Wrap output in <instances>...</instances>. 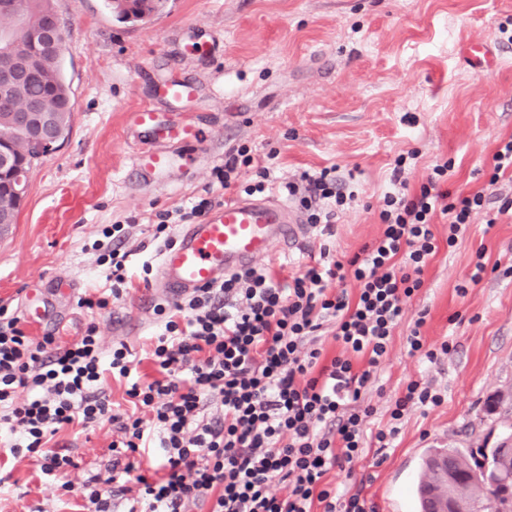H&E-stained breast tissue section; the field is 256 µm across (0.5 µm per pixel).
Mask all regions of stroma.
<instances>
[{
  "mask_svg": "<svg viewBox=\"0 0 512 512\" xmlns=\"http://www.w3.org/2000/svg\"><path fill=\"white\" fill-rule=\"evenodd\" d=\"M51 6L65 34L71 129L60 148L34 163L27 198L0 238V307L20 312L35 286L50 299L41 328L26 329L36 339L73 340L93 323L104 351L123 342L144 353L162 323L139 302L142 264H158L163 249L155 215L202 198L224 203L214 169L231 149L269 156L270 195L281 201L302 171L333 165L349 178L357 198L338 214L331 237L315 232L293 252L271 249L270 259L297 271L320 245L344 262L380 233L398 156L406 158L409 191L435 162L449 161L452 189L469 192L486 185L496 146L512 137V0H164L135 22L118 21L108 0ZM201 41L214 44V57L196 54ZM471 43L488 44L495 67L466 61ZM176 65L200 86L191 108L207 132L202 163L138 186L129 179L138 132L128 114L146 101L164 122L184 119L160 96ZM114 224L128 227L135 291L93 314L76 301L106 283L99 259ZM434 232L440 249L362 402L374 409V427L388 424L408 381L443 402L411 411L393 447L367 450L351 476L335 477L339 485L364 482L378 512H414L410 488L426 449L493 448L512 427V216L489 226L484 214L474 215L453 246L446 218H437ZM479 260L485 271L473 286ZM421 314L427 343L450 344L434 364L409 353L407 337ZM55 440L81 481L109 460L112 427L69 428ZM82 503L80 489L57 488L33 458L0 454V512H81Z\"/></svg>",
  "mask_w": 512,
  "mask_h": 512,
  "instance_id": "35a3bbf8",
  "label": "stroma"
}]
</instances>
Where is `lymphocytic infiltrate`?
<instances>
[{"label":"lymphocytic infiltrate","instance_id":"f902f5d3","mask_svg":"<svg viewBox=\"0 0 512 512\" xmlns=\"http://www.w3.org/2000/svg\"><path fill=\"white\" fill-rule=\"evenodd\" d=\"M492 160L489 184L477 191L453 193L446 162L416 193L385 192L381 233L349 263L313 259L286 281L254 266L158 305L164 324L152 338L157 375L149 381L127 345L102 352L96 325L70 342L36 340L0 307V447L36 458L64 491L81 487L86 512H111L117 496L128 512H377L363 487L338 491L330 474L365 449L388 448L412 409L441 403L409 381L389 424L370 430L374 410L361 397L437 252L434 218L446 216L456 242L494 184L512 174V139ZM285 189L324 234L355 199L332 167L302 172ZM111 236L110 285L79 297V308L107 309L131 288L124 226L113 225ZM349 279L351 292L343 289ZM326 324L339 348L331 356L315 345ZM108 373L125 383L132 412L113 411L102 386ZM214 404L220 414H209ZM103 421L112 426V458L74 482L73 460L51 441L72 424Z\"/></svg>","mask_w":512,"mask_h":512}]
</instances>
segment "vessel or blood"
<instances>
[{
    "label": "vessel or blood",
    "instance_id": "1",
    "mask_svg": "<svg viewBox=\"0 0 512 512\" xmlns=\"http://www.w3.org/2000/svg\"><path fill=\"white\" fill-rule=\"evenodd\" d=\"M197 95V82L177 69L161 90L162 98L172 107L196 100ZM129 119L146 136L132 158V170L139 180L155 181L172 169L195 164V157L185 146L203 143L206 138L196 122L174 127L163 124L148 103L136 106ZM309 233V228L293 216L291 207L276 200L239 198L224 202L210 209L200 222L186 225L175 243L162 251L159 280L140 301L146 304L158 296L178 300L252 265L267 255L273 244L298 247Z\"/></svg>",
    "mask_w": 512,
    "mask_h": 512
}]
</instances>
